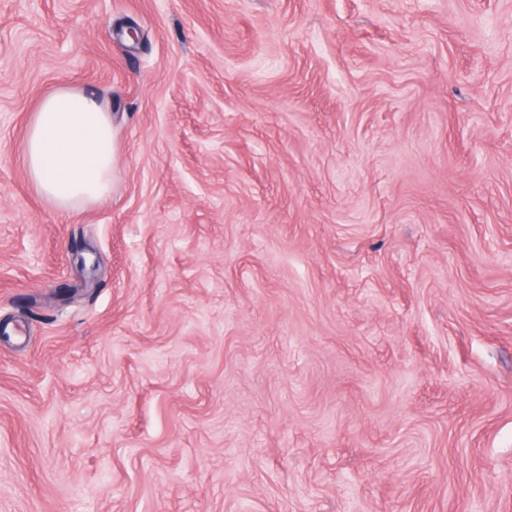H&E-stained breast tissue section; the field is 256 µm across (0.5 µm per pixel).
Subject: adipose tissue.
Wrapping results in <instances>:
<instances>
[{
	"label": "adipose tissue",
	"instance_id": "adipose-tissue-1",
	"mask_svg": "<svg viewBox=\"0 0 512 512\" xmlns=\"http://www.w3.org/2000/svg\"><path fill=\"white\" fill-rule=\"evenodd\" d=\"M113 143L109 115L94 98L57 90L41 102L28 127V175L57 208L95 201L112 184Z\"/></svg>",
	"mask_w": 512,
	"mask_h": 512
}]
</instances>
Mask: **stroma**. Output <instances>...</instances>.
Wrapping results in <instances>:
<instances>
[{"label":"stroma","instance_id":"stroma-1","mask_svg":"<svg viewBox=\"0 0 512 512\" xmlns=\"http://www.w3.org/2000/svg\"><path fill=\"white\" fill-rule=\"evenodd\" d=\"M0 512H512V0H0ZM113 143L108 112L94 98L57 90L41 102L28 127V175L59 209L93 202L110 190Z\"/></svg>","mask_w":512,"mask_h":512}]
</instances>
